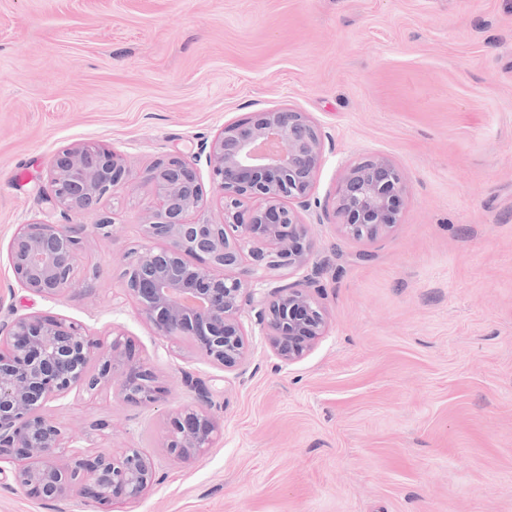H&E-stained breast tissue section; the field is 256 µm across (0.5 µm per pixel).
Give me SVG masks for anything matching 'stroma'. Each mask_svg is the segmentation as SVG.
Returning <instances> with one entry per match:
<instances>
[{
    "mask_svg": "<svg viewBox=\"0 0 512 512\" xmlns=\"http://www.w3.org/2000/svg\"><path fill=\"white\" fill-rule=\"evenodd\" d=\"M305 113L324 135L313 196L386 156L400 219L372 241L304 220L324 335L285 365L247 324L244 375L157 336L126 294L148 185L96 215L48 200L61 149L101 142L141 171L197 156L253 113ZM109 218L55 301L16 283L17 225ZM39 312L131 341L166 389L128 403L122 377L47 405L90 454L138 448L156 478L112 512H512V0H0V325ZM208 388L222 430L199 459L163 435ZM0 512L67 509L16 487Z\"/></svg>",
    "mask_w": 512,
    "mask_h": 512,
    "instance_id": "stroma-1",
    "label": "stroma"
}]
</instances>
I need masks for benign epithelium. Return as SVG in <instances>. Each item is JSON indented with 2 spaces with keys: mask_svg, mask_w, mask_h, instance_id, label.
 I'll return each instance as SVG.
<instances>
[{
  "mask_svg": "<svg viewBox=\"0 0 512 512\" xmlns=\"http://www.w3.org/2000/svg\"><path fill=\"white\" fill-rule=\"evenodd\" d=\"M324 160L321 129L303 112L271 109L226 127L210 143L205 164L220 195L223 220L209 214L200 159L171 154L132 171L103 143L61 150L51 171L50 201L64 215L91 214L107 194L139 180L151 187L143 238L155 246L136 253L127 294L156 335L184 338L191 351L224 371L245 372L250 342L243 317L267 337L284 364L301 360L326 326L313 278L264 287L265 272L301 269L313 254L301 212L312 207ZM403 176L374 155L346 170L333 217L355 240H374L399 222ZM109 235L96 224L18 225L9 258L20 287L45 300L72 288L78 262L93 239ZM250 264H245L246 258ZM98 371H90L92 363ZM116 369L122 394L136 406L161 400L156 374L127 344L105 345L65 318L39 313L15 317L0 336V463L26 494L47 501L80 500L111 509L141 499L155 477L154 460L138 448L118 454L66 452L69 437L44 409L73 390L93 391ZM221 431L200 406L177 414L164 448L181 461L203 456Z\"/></svg>",
  "mask_w": 512,
  "mask_h": 512,
  "instance_id": "obj_1",
  "label": "benign epithelium"
}]
</instances>
